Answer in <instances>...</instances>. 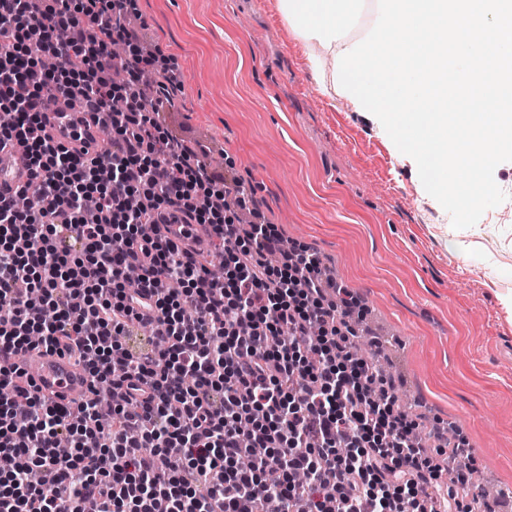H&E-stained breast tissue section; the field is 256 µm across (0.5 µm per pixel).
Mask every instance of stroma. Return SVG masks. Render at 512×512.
<instances>
[{"instance_id":"1","label":"stroma","mask_w":512,"mask_h":512,"mask_svg":"<svg viewBox=\"0 0 512 512\" xmlns=\"http://www.w3.org/2000/svg\"><path fill=\"white\" fill-rule=\"evenodd\" d=\"M127 23L182 76L164 120L351 291L365 356L391 366L410 417L470 448V501L512 512V318L497 297L512 289V224L480 218L475 248L451 253L449 214L372 114L322 92L278 0H134Z\"/></svg>"}]
</instances>
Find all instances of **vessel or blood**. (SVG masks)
<instances>
[{
    "label": "vessel or blood",
    "mask_w": 512,
    "mask_h": 512,
    "mask_svg": "<svg viewBox=\"0 0 512 512\" xmlns=\"http://www.w3.org/2000/svg\"><path fill=\"white\" fill-rule=\"evenodd\" d=\"M100 129L90 115L75 109L69 98H60L48 114L46 130L64 144L75 146L90 142ZM30 179L27 151L23 144L10 142L0 147V192L8 193ZM20 366L33 379L38 393L46 399L73 404L84 396L88 379L66 356L44 349L24 353Z\"/></svg>",
    "instance_id": "vessel-or-blood-1"
}]
</instances>
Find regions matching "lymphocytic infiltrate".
Instances as JSON below:
<instances>
[{
    "mask_svg": "<svg viewBox=\"0 0 512 512\" xmlns=\"http://www.w3.org/2000/svg\"><path fill=\"white\" fill-rule=\"evenodd\" d=\"M131 7L0 0V145L25 143L42 189L33 211L0 195V512H466L467 449L440 464L411 442L317 256L276 225L242 227L229 175L159 122L177 75L143 94L156 59L132 42ZM61 94L107 110L110 150L43 134ZM170 209L206 227L223 278L159 236ZM34 348L76 354L88 395L36 394L15 362Z\"/></svg>",
    "mask_w": 512,
    "mask_h": 512,
    "instance_id": "obj_1",
    "label": "lymphocytic infiltrate"
}]
</instances>
